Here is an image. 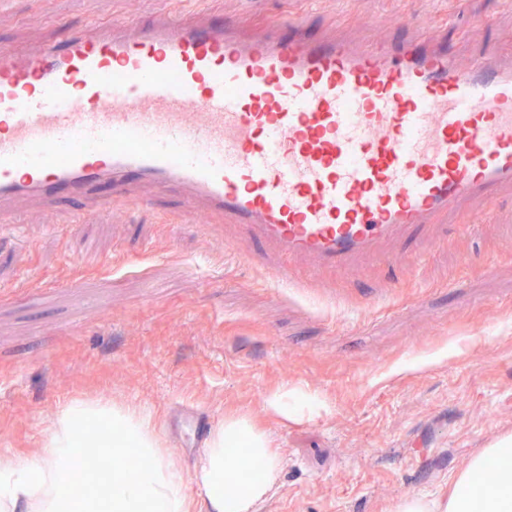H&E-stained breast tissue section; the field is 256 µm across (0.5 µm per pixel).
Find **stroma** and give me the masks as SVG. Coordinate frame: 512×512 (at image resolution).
<instances>
[{
	"mask_svg": "<svg viewBox=\"0 0 512 512\" xmlns=\"http://www.w3.org/2000/svg\"><path fill=\"white\" fill-rule=\"evenodd\" d=\"M250 26L305 13L314 28L382 44L422 29L465 57L512 52V0H203ZM194 0H12L0 49L39 51L99 21L184 17ZM22 204L0 226V465L38 449L59 405L120 398L151 413L175 462L229 415L264 431L284 464L259 512H392L444 496L471 456L512 435V187L473 227L420 225L397 247L416 266L360 260L310 293L274 284L233 225L184 222L180 199L117 205L86 224ZM317 407L289 417L281 390ZM269 404L277 413L288 417V414L312 408L313 400L306 396L289 393L286 389L271 396Z\"/></svg>",
	"mask_w": 512,
	"mask_h": 512,
	"instance_id": "stroma-1",
	"label": "stroma"
}]
</instances>
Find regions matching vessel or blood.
I'll use <instances>...</instances> for the list:
<instances>
[{
	"instance_id": "vessel-or-blood-1",
	"label": "vessel or blood",
	"mask_w": 512,
	"mask_h": 512,
	"mask_svg": "<svg viewBox=\"0 0 512 512\" xmlns=\"http://www.w3.org/2000/svg\"><path fill=\"white\" fill-rule=\"evenodd\" d=\"M145 186L236 225L287 262L350 271L411 226L512 186V54L461 60L418 34L371 45L303 20L253 29L199 9L0 51V223L14 203Z\"/></svg>"
}]
</instances>
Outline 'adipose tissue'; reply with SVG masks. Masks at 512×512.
I'll return each mask as SVG.
<instances>
[{"label":"adipose tissue","instance_id":"ef3b65f1","mask_svg":"<svg viewBox=\"0 0 512 512\" xmlns=\"http://www.w3.org/2000/svg\"><path fill=\"white\" fill-rule=\"evenodd\" d=\"M108 457L101 497L76 501L70 473L91 451ZM494 471L485 488L480 479ZM281 471L267 435L228 417L203 441L192 470L177 465L150 415L129 404L74 398L60 406L40 448L0 467V512H256ZM196 497L187 494L188 484ZM394 512H512V437L473 455L448 496L412 495Z\"/></svg>","mask_w":512,"mask_h":512}]
</instances>
